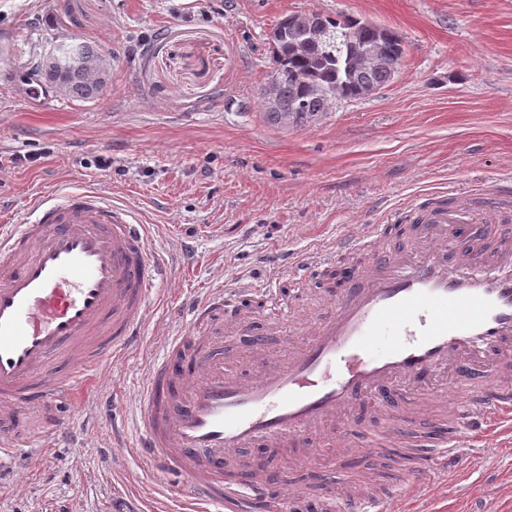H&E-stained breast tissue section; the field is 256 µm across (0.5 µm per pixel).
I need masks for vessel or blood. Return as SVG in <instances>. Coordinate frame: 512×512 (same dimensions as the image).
I'll return each mask as SVG.
<instances>
[{"label": "vessel or blood", "instance_id": "vessel-or-blood-1", "mask_svg": "<svg viewBox=\"0 0 512 512\" xmlns=\"http://www.w3.org/2000/svg\"><path fill=\"white\" fill-rule=\"evenodd\" d=\"M415 216L425 228L414 253H384L385 225L365 224L337 238L335 250L296 263L303 282L338 254H367L346 268L342 297L308 318L309 342L249 376L225 369L210 341L244 290L209 289L141 385L132 453L158 472L186 474L185 499L198 512H304L281 476L225 483V459L243 448L311 445L327 423L338 451H349L345 418L355 406L369 400L382 419L409 423L396 401H416L448 365V428L416 453L414 485L461 466L471 443L496 447L499 426L512 420V211L493 193L477 209L463 196ZM464 217L497 225L496 248L448 251V227ZM148 239L136 211L88 187L37 196L21 223L0 225V465L18 454L25 421L51 420L54 405L73 401L104 362L139 341L161 269ZM259 294L269 319L287 323L278 280ZM205 323L211 336L196 332ZM64 351L75 369L50 376V359ZM323 492L324 512H389L386 502L340 495L331 483Z\"/></svg>", "mask_w": 512, "mask_h": 512}]
</instances>
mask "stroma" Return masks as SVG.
Instances as JSON below:
<instances>
[{"instance_id":"obj_1","label":"stroma","mask_w":512,"mask_h":512,"mask_svg":"<svg viewBox=\"0 0 512 512\" xmlns=\"http://www.w3.org/2000/svg\"><path fill=\"white\" fill-rule=\"evenodd\" d=\"M368 20L399 31L397 76L315 123H266L260 91L270 33L288 14ZM90 41L110 62L100 97L56 94L33 73L51 45ZM0 224L59 186H91L136 208L149 247L170 262L140 341L102 366L58 424L34 422L0 470V512H177L187 477L156 473L112 431L165 336L209 288L277 273L298 341L330 295L322 274L298 285L282 267L339 235L442 191L479 198L512 175V0H0ZM323 449L234 460L382 499L414 496L403 466ZM437 508L512 512V455L470 450Z\"/></svg>"}]
</instances>
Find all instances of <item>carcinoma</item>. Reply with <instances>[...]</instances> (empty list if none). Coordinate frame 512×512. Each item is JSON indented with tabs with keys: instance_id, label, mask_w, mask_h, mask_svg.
<instances>
[{
	"instance_id": "1",
	"label": "carcinoma",
	"mask_w": 512,
	"mask_h": 512,
	"mask_svg": "<svg viewBox=\"0 0 512 512\" xmlns=\"http://www.w3.org/2000/svg\"><path fill=\"white\" fill-rule=\"evenodd\" d=\"M297 20L293 14L284 16L270 35L277 104L264 106L268 123L282 127L291 114L294 126H305L328 112L330 105L364 98L394 79L392 66L404 54V38L398 31L351 17L309 14L311 26L328 32L322 37L303 32ZM64 49L77 59L100 55L86 41ZM370 49L379 50L385 62L370 68L358 65V58ZM39 73L51 85L64 81L72 98L95 99L103 91V86L89 84L76 66L63 74L41 66Z\"/></svg>"
}]
</instances>
